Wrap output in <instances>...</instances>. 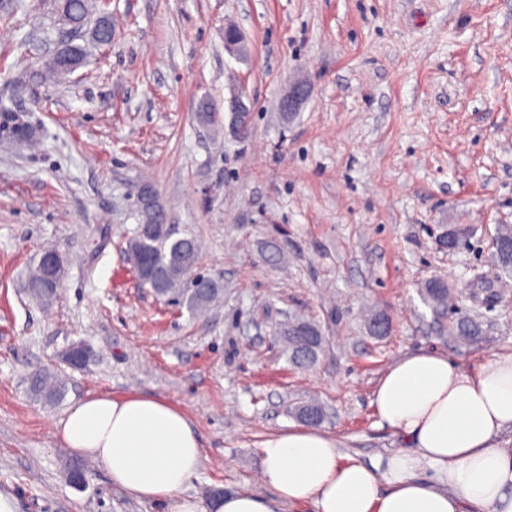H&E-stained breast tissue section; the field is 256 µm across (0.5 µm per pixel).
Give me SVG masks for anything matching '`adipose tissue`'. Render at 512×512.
Segmentation results:
<instances>
[{"mask_svg":"<svg viewBox=\"0 0 512 512\" xmlns=\"http://www.w3.org/2000/svg\"><path fill=\"white\" fill-rule=\"evenodd\" d=\"M374 405L415 450L390 457L388 482L377 466L344 460L328 433L291 429L261 448L262 482L276 501L309 502L315 512H512V448L502 442L512 432V354L470 371L435 352L403 356L382 377ZM55 429L115 485L165 512H274L273 503L245 491L205 502L186 494L203 458L189 420L164 399L90 397ZM419 460L433 476L414 474Z\"/></svg>","mask_w":512,"mask_h":512,"instance_id":"1","label":"adipose tissue"}]
</instances>
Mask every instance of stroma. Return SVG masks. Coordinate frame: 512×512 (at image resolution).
I'll return each mask as SVG.
<instances>
[{"instance_id": "obj_1", "label": "stroma", "mask_w": 512, "mask_h": 512, "mask_svg": "<svg viewBox=\"0 0 512 512\" xmlns=\"http://www.w3.org/2000/svg\"><path fill=\"white\" fill-rule=\"evenodd\" d=\"M51 8L0 0V492L15 512H163L93 461L86 487L67 482L78 459L54 425L93 395L186 414L203 456L187 494L268 500L261 444L299 427L300 403L318 400L322 430L368 465L406 446L373 405L397 358L436 351L471 370L512 354V287L492 263L497 225L512 224V0H107L111 44L59 84L39 76ZM229 24L246 58L225 51ZM236 81L246 139L226 130ZM297 82L308 95L282 116ZM145 184L223 290L203 314L140 288L127 261ZM452 224L470 228L457 250ZM49 246L67 274L41 304L24 285ZM435 277L485 341L461 345L434 317L420 289ZM369 308L387 335L369 334ZM294 315L326 338L307 369L277 335ZM77 343L87 367L62 360ZM43 370L65 380L58 402L27 392Z\"/></svg>"}]
</instances>
